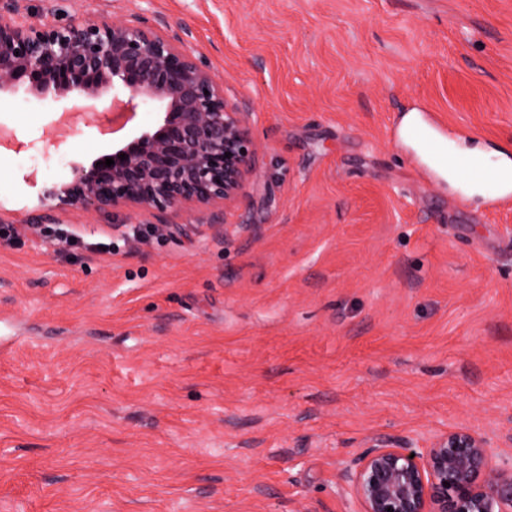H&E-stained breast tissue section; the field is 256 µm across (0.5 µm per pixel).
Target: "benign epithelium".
<instances>
[{"label": "benign epithelium", "instance_id": "1", "mask_svg": "<svg viewBox=\"0 0 512 512\" xmlns=\"http://www.w3.org/2000/svg\"><path fill=\"white\" fill-rule=\"evenodd\" d=\"M19 2L0 0V94L23 87L60 99L75 92L93 105L110 92L112 108L99 117L109 125L143 109L161 114L153 128L117 145L113 165L75 163L72 179L47 189V198L151 215L236 199L253 171L250 130L180 40L142 18L38 25L25 20ZM340 477L358 512H512V465L492 463L488 439L468 428L425 448L379 437Z\"/></svg>", "mask_w": 512, "mask_h": 512}]
</instances>
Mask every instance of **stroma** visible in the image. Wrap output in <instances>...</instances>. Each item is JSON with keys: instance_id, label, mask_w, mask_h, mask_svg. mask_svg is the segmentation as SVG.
<instances>
[{"instance_id": "obj_1", "label": "stroma", "mask_w": 512, "mask_h": 512, "mask_svg": "<svg viewBox=\"0 0 512 512\" xmlns=\"http://www.w3.org/2000/svg\"><path fill=\"white\" fill-rule=\"evenodd\" d=\"M165 23L254 172L150 218L45 198L124 133L0 96V512H354L366 440L468 427L512 462V205L400 142L423 111L512 160V0H23ZM225 225L227 233L216 232ZM94 242L106 251L91 250Z\"/></svg>"}]
</instances>
